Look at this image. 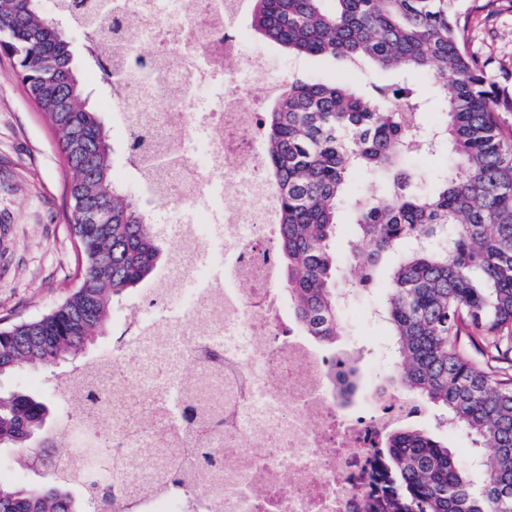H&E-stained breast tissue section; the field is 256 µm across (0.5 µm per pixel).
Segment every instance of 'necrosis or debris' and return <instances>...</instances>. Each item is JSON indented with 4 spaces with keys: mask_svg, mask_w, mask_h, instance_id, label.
Wrapping results in <instances>:
<instances>
[{
    "mask_svg": "<svg viewBox=\"0 0 512 512\" xmlns=\"http://www.w3.org/2000/svg\"><path fill=\"white\" fill-rule=\"evenodd\" d=\"M109 18L121 57L111 108L163 189L138 187L167 208L157 222L173 255L146 291L155 316L128 321L101 360L91 429L112 439L130 512H399L382 448L391 428L425 408L377 383L362 409L342 411L331 356L297 326L279 289L277 194L259 117L284 84L249 48L246 0H117ZM223 354L220 363L208 352ZM198 418L185 423V406ZM223 414V428L202 417ZM176 448L221 459L189 491L159 487Z\"/></svg>",
    "mask_w": 512,
    "mask_h": 512,
    "instance_id": "4bbe7bcc",
    "label": "necrosis or debris"
}]
</instances>
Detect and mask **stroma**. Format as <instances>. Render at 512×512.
I'll list each match as a JSON object with an SVG mask.
<instances>
[{"label":"stroma","mask_w":512,"mask_h":512,"mask_svg":"<svg viewBox=\"0 0 512 512\" xmlns=\"http://www.w3.org/2000/svg\"><path fill=\"white\" fill-rule=\"evenodd\" d=\"M74 65L91 107L109 130L113 168L131 185L135 172L126 162L125 136L114 129L113 115L103 105L113 87L97 74L87 39L70 33ZM270 54L287 60L291 77L304 81L343 80L369 92L372 85H409L426 96L428 77L402 71L376 72L332 57H290L277 45ZM470 49L494 61L490 76L512 90V11L491 20L474 18L469 32ZM72 173L60 154L57 135L46 115L32 101L17 75L15 60L0 52V327L40 318L63 302L74 288L81 261L70 224L72 203L68 186ZM387 257L379 272L380 286L361 300L365 316L352 317L344 336L331 349L358 366L366 364V349L386 338L389 326L380 319L385 307L384 280L395 264ZM57 381L42 371H23L0 380V392H22L55 404Z\"/></svg>","instance_id":"1"}]
</instances>
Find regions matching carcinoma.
I'll use <instances>...</instances> for the list:
<instances>
[{
    "label": "carcinoma",
    "instance_id": "obj_1",
    "mask_svg": "<svg viewBox=\"0 0 512 512\" xmlns=\"http://www.w3.org/2000/svg\"><path fill=\"white\" fill-rule=\"evenodd\" d=\"M71 9L102 23L112 5ZM512 0H250V27L290 56L340 57L376 70L405 67L432 78L446 114L423 121L422 104L399 92L378 101L345 83L291 79L261 113L267 176L277 189L281 226L276 261L281 285L306 335L319 344L343 335L342 291L363 293L378 281L383 256L408 245L385 288L386 321L399 361L397 386L490 449L481 478L448 445L404 421L386 439L409 512H512V95L490 76L492 62L469 49L473 14L493 15ZM11 37L18 75L45 113L67 166L71 232L84 269L77 286L37 320L0 328V378L51 370L97 346L112 310L151 277L164 241L149 214L115 177L108 134L74 72L68 39L55 31L41 0H0V36ZM442 150L451 168L433 187L411 191L409 165L419 146ZM382 193L352 202L356 236L348 272L336 260V216L355 178ZM112 211L97 224L93 206ZM481 349L485 364L466 354ZM357 390L358 368L337 360ZM47 406L27 394L0 395V450L38 442L37 479L28 487L0 481V512H82L67 489L85 491L96 512H127L120 474L100 467L108 447L78 444L75 467L56 468L57 427ZM168 489L186 487L172 467Z\"/></svg>",
    "mask_w": 512,
    "mask_h": 512
}]
</instances>
